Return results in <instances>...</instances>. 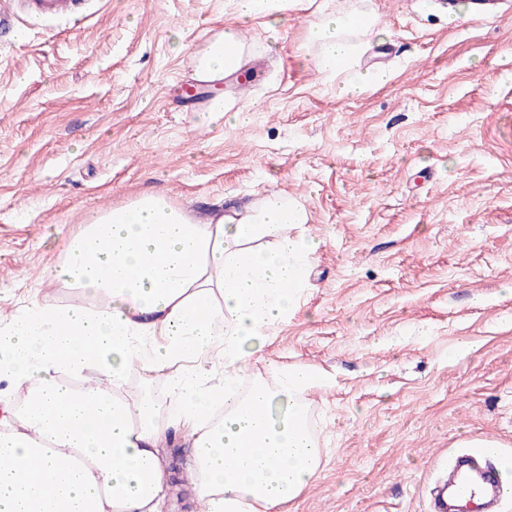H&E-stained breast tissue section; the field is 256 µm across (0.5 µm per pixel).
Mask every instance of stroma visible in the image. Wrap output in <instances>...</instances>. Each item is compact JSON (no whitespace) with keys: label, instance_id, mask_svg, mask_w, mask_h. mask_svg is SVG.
<instances>
[{"label":"stroma","instance_id":"1","mask_svg":"<svg viewBox=\"0 0 512 512\" xmlns=\"http://www.w3.org/2000/svg\"><path fill=\"white\" fill-rule=\"evenodd\" d=\"M352 3L251 21L255 71L224 95L251 113L235 125L171 108L228 0H93L82 24L0 35V319L76 297L42 269L94 210L148 190L200 214L287 193L321 246L240 384L293 364L332 379L305 396L325 451L293 512H432L468 443L512 458V0L457 22L443 0H364L390 36L356 61L393 77L340 98L305 32Z\"/></svg>","mask_w":512,"mask_h":512}]
</instances>
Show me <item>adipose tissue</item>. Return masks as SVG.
<instances>
[{
    "mask_svg": "<svg viewBox=\"0 0 512 512\" xmlns=\"http://www.w3.org/2000/svg\"><path fill=\"white\" fill-rule=\"evenodd\" d=\"M233 3L232 24L194 73L216 89L215 122L227 112L220 84L245 63L224 54L240 25L260 15L278 24L291 7ZM355 26L380 34L359 6L307 28L315 64L340 97L390 79L385 70L347 77ZM305 221L280 193L197 219L151 192L63 236L45 273L79 299L36 298L0 320V512H162L174 477L163 444L175 434L201 512H288L324 454L304 399L326 378L292 365L273 386L257 382L242 395L237 382L298 304L319 244L287 228ZM151 374L165 378L163 410L113 388ZM20 390L18 405L11 394Z\"/></svg>",
    "mask_w": 512,
    "mask_h": 512,
    "instance_id": "1",
    "label": "adipose tissue"
}]
</instances>
